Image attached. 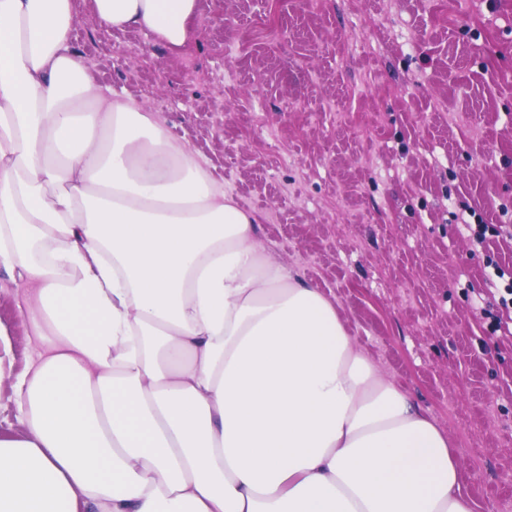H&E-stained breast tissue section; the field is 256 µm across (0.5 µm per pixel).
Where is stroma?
Returning a JSON list of instances; mask_svg holds the SVG:
<instances>
[{"mask_svg":"<svg viewBox=\"0 0 512 512\" xmlns=\"http://www.w3.org/2000/svg\"><path fill=\"white\" fill-rule=\"evenodd\" d=\"M186 45L102 34L75 0L96 81L162 113L323 291L355 345L445 431L474 512H512V307L473 306L512 268V0H198ZM487 225L476 244L457 216ZM22 289L0 272V438L24 427Z\"/></svg>","mask_w":512,"mask_h":512,"instance_id":"1","label":"stroma"}]
</instances>
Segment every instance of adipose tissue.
<instances>
[{
  "instance_id": "obj_1",
  "label": "adipose tissue",
  "mask_w": 512,
  "mask_h": 512,
  "mask_svg": "<svg viewBox=\"0 0 512 512\" xmlns=\"http://www.w3.org/2000/svg\"><path fill=\"white\" fill-rule=\"evenodd\" d=\"M197 0H91L186 44ZM73 0H0V270L37 343L0 512H471L448 436L160 113L98 85Z\"/></svg>"
}]
</instances>
